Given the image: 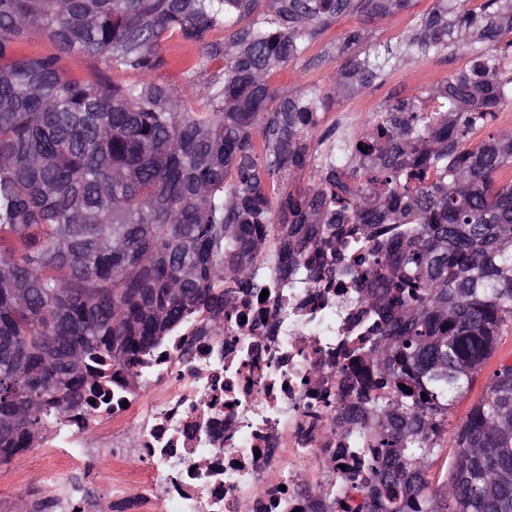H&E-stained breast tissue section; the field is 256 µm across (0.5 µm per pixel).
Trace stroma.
Returning a JSON list of instances; mask_svg holds the SVG:
<instances>
[{
	"label": "stroma",
	"mask_w": 512,
	"mask_h": 512,
	"mask_svg": "<svg viewBox=\"0 0 512 512\" xmlns=\"http://www.w3.org/2000/svg\"><path fill=\"white\" fill-rule=\"evenodd\" d=\"M433 0H416L410 10L369 22V39L374 43H396L413 27L417 15L431 8ZM358 16L338 19L328 26L314 45L299 59L289 63L271 78L272 85L300 88L314 82L327 83L334 79L343 60L336 55V46L345 31L357 26ZM195 48L169 41L165 56L168 66L155 74L157 81L177 87L194 107L207 104L204 87L217 73L218 64L211 63L199 70L194 77L183 74L181 60L194 57ZM467 58L457 54L447 58H434L409 68H400L384 80L373 83L359 92L339 99L327 109L322 118V129L350 130L360 133L366 120L380 110L393 97H414L425 100L426 91L438 80L464 69ZM512 359V334L503 336L495 355L487 361L475 378L470 392L459 399L448 418L449 425L459 424L470 407L483 394L485 386L500 361ZM37 449L31 448L16 456L10 465L0 467V512H16L19 505H27L32 512H57L56 496L61 477L46 461L37 457ZM26 467L31 476L26 485L10 484L6 475L10 468Z\"/></svg>",
	"instance_id": "1"
}]
</instances>
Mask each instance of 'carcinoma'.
<instances>
[{
  "label": "carcinoma",
  "mask_w": 512,
  "mask_h": 512,
  "mask_svg": "<svg viewBox=\"0 0 512 512\" xmlns=\"http://www.w3.org/2000/svg\"><path fill=\"white\" fill-rule=\"evenodd\" d=\"M412 2L0 0V464L106 400L117 372L138 384L181 322L224 313L219 284L357 265L353 296L376 320L359 356L380 386L354 394L371 419L345 428L371 450L355 512H512V362L451 433L441 492L429 477L448 414L512 331V131L463 147L512 106V0H434L392 46L361 51L353 27L328 84L270 85L337 19ZM35 28L56 52L20 51ZM171 39L198 47L187 75L221 62L208 108L153 78ZM457 52L468 66L428 90L439 108L389 102L330 142L316 182L282 190L324 144L330 104ZM71 54L143 79H71Z\"/></svg>",
  "instance_id": "carcinoma-1"
}]
</instances>
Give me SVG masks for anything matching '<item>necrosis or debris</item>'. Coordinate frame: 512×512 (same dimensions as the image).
Instances as JSON below:
<instances>
[{
    "label": "necrosis or debris",
    "instance_id": "1",
    "mask_svg": "<svg viewBox=\"0 0 512 512\" xmlns=\"http://www.w3.org/2000/svg\"><path fill=\"white\" fill-rule=\"evenodd\" d=\"M337 269L329 288L288 281L230 293L223 318L200 310L148 358L147 378L112 382L109 403L69 413L41 454L84 470L111 450L110 495L136 512H308L299 471L318 468L325 512L358 495L338 455L349 393L369 364L350 351L367 317Z\"/></svg>",
    "mask_w": 512,
    "mask_h": 512
}]
</instances>
